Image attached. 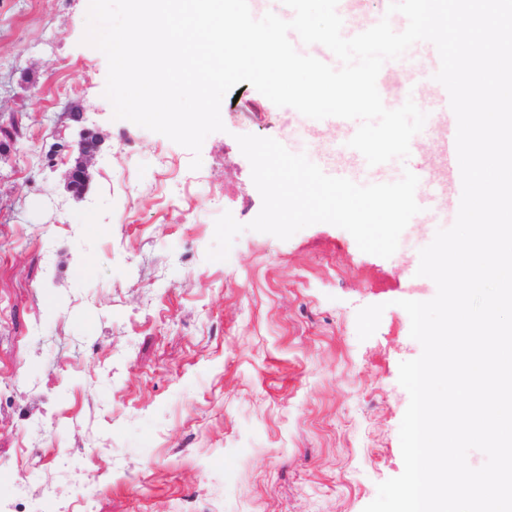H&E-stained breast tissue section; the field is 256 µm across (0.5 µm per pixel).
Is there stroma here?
<instances>
[{
    "label": "stroma",
    "mask_w": 512,
    "mask_h": 512,
    "mask_svg": "<svg viewBox=\"0 0 512 512\" xmlns=\"http://www.w3.org/2000/svg\"><path fill=\"white\" fill-rule=\"evenodd\" d=\"M88 3L0 0V128L21 133L0 154V512H363L404 469L399 365L422 347L400 302L435 297L419 252L455 212L406 227L388 258L328 223L249 230L262 199L237 135L319 149L243 82L191 169L114 119ZM84 127L103 142L77 199L64 174ZM227 211L246 229L208 260Z\"/></svg>",
    "instance_id": "1"
}]
</instances>
